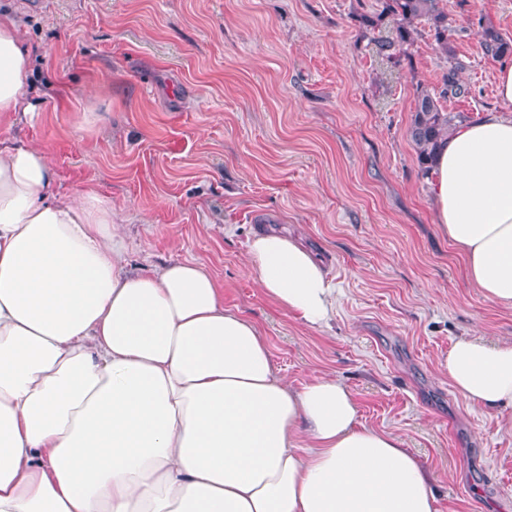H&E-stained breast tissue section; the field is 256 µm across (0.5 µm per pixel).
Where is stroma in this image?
I'll list each match as a JSON object with an SVG mask.
<instances>
[{
  "instance_id": "obj_1",
  "label": "stroma",
  "mask_w": 512,
  "mask_h": 512,
  "mask_svg": "<svg viewBox=\"0 0 512 512\" xmlns=\"http://www.w3.org/2000/svg\"><path fill=\"white\" fill-rule=\"evenodd\" d=\"M455 59L418 24L400 63L381 0H0L29 30L45 108L12 128L45 144L61 193L92 186L126 223L131 269L193 261L261 329L280 376L343 381L366 426L430 469L440 512H512V430L470 405L442 362L454 341H512V308L485 299L442 235L408 134L417 87L453 63L496 107L498 60L477 19L512 40V0H441ZM302 236L336 286L328 327L279 310L246 270L259 225Z\"/></svg>"
}]
</instances>
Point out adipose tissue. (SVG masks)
Instances as JSON below:
<instances>
[{
    "mask_svg": "<svg viewBox=\"0 0 512 512\" xmlns=\"http://www.w3.org/2000/svg\"><path fill=\"white\" fill-rule=\"evenodd\" d=\"M33 73L0 10V512H438L401 439L334 377L290 386L201 265L128 269L111 200L61 194L48 146L10 133L40 115ZM496 95L440 142L430 200L471 285L512 307V61ZM247 271L327 323L335 288L294 239L255 233ZM443 366L469 404L512 413V342L459 338Z\"/></svg>",
    "mask_w": 512,
    "mask_h": 512,
    "instance_id": "1",
    "label": "adipose tissue"
}]
</instances>
